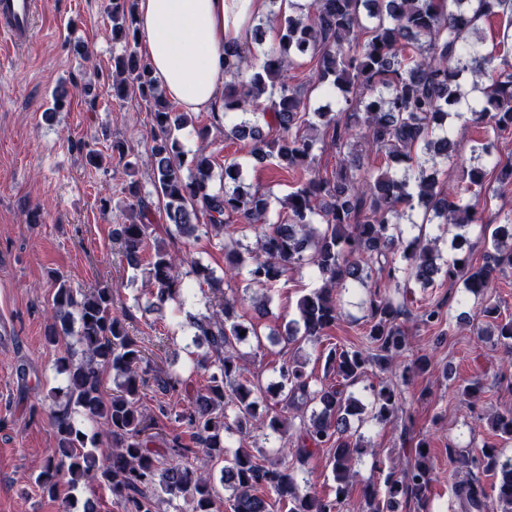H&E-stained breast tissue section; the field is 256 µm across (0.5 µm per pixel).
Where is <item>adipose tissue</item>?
Returning <instances> with one entry per match:
<instances>
[{
    "label": "adipose tissue",
    "instance_id": "1",
    "mask_svg": "<svg viewBox=\"0 0 512 512\" xmlns=\"http://www.w3.org/2000/svg\"><path fill=\"white\" fill-rule=\"evenodd\" d=\"M267 0H136L152 76L185 112L224 109V48L244 45Z\"/></svg>",
    "mask_w": 512,
    "mask_h": 512
}]
</instances>
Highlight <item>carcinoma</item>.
Returning <instances> with one entry per match:
<instances>
[{
  "mask_svg": "<svg viewBox=\"0 0 512 512\" xmlns=\"http://www.w3.org/2000/svg\"><path fill=\"white\" fill-rule=\"evenodd\" d=\"M112 42V79L106 93L117 99L135 90L153 104L150 149L152 190L138 180L124 186L126 221L114 231L123 261L142 271L148 288V310L163 315L169 304L184 305L192 294L181 271L183 260L156 242L149 214L153 199L164 203L166 217L186 237L204 234L222 240L224 280L192 262L198 284L213 294L211 311L187 314L193 342L208 346L199 359L189 353L192 371H207L206 384L189 390L191 377L153 369L126 318L114 315L112 287L82 294L57 283L51 301L54 316L67 326L78 323V350L66 346L57 371L66 385L51 392L58 448L38 476L42 492L54 498L59 481L68 477L75 490L93 482L108 489L123 512H159L162 501L186 499L191 512H219L223 501L214 474L193 465L202 452L220 468V483L233 488L230 512H340L350 497L354 465L368 453L352 420L387 424L401 409L395 385L367 387L364 402L348 387L364 379L371 366L400 373L403 382L431 369L421 354L407 365L398 361L408 349L400 318L407 313L408 293L444 282L461 289L459 303L477 300L478 316L495 322L496 343L512 353V319H499L487 299L497 273L512 264V213L485 239L482 261L471 258L469 230L482 226L472 199L492 197L512 186V161L493 153L489 138L473 141L470 157L457 161L451 121L484 126L494 136L512 132V35L504 30L498 51H482L472 39L482 18L512 16V0H297L291 11L272 14L278 44L262 56L238 48L224 49V111L211 113L212 126L224 136L251 140L249 155L277 160L297 175L284 199L286 219L271 220L272 195L244 189L243 165L224 162V183L234 188L214 191L210 129L198 131L201 144L185 151L178 132L188 113L175 112L158 92L149 63L138 53L139 33L132 0H108ZM307 58L322 98L336 112L311 105V94L283 80ZM322 120L317 126L313 118ZM267 129H262V126ZM336 149L339 162L327 174L318 167L317 152ZM457 163L454 181L440 179L441 165ZM422 220L413 219L414 212ZM252 231L249 257L233 233ZM448 241V257L438 246ZM247 269L251 285L263 289L290 270L310 269L320 286L297 303L283 340L316 342L343 317L342 294L365 290L367 329L361 345L332 343L324 369L338 377L325 383L306 371V361L292 358L279 369L272 387L244 376L238 345L258 336L257 327L239 320L244 298L233 284ZM420 322L442 325L441 306L422 310ZM112 370L115 388L103 392L102 372ZM154 383L165 393L184 392L189 407L158 405L150 416L141 405L144 390ZM483 391L479 378L466 382L460 395L475 404ZM279 398L281 409H261L265 397ZM163 419L183 423L193 446L151 448L144 438L151 424ZM491 426L503 440L512 439V411L497 413ZM262 430L284 440L295 464L305 466L321 448L330 450L336 482L334 495L321 494L299 481L294 464L261 460L248 448L252 433ZM239 445L226 457L225 435ZM429 441L417 439L414 462L383 469V484L363 491L362 512H398L402 501L416 512H429L428 492L435 482ZM448 448V458L477 471L456 483L455 512H512V460L486 443L478 453L461 456ZM493 473L495 501H490L478 474Z\"/></svg>",
  "mask_w": 512,
  "mask_h": 512,
  "instance_id": "obj_1",
  "label": "carcinoma"
}]
</instances>
